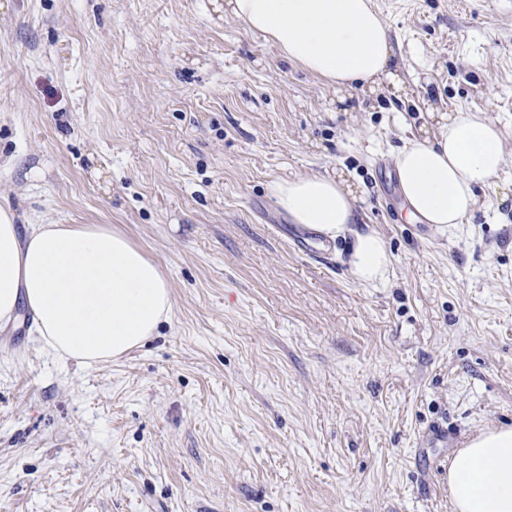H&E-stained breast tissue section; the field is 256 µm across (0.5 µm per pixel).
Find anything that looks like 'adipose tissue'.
<instances>
[{"instance_id":"1","label":"adipose tissue","mask_w":512,"mask_h":512,"mask_svg":"<svg viewBox=\"0 0 512 512\" xmlns=\"http://www.w3.org/2000/svg\"><path fill=\"white\" fill-rule=\"evenodd\" d=\"M229 13L288 60L329 83L372 85L390 77L388 29L372 0H226ZM505 164L502 132L482 112L444 115L436 134L413 136L395 157L409 219L462 223ZM297 224L336 239L352 233L349 269L362 284L392 264L376 232H351L352 197L326 175L269 185ZM172 307L160 265L125 233L103 224L18 225L0 207V325L31 316L30 335L62 361L90 366L121 357L153 336ZM454 512H512V428L482 430L453 456Z\"/></svg>"}]
</instances>
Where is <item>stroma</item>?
I'll return each mask as SVG.
<instances>
[{"label": "stroma", "mask_w": 512, "mask_h": 512, "mask_svg": "<svg viewBox=\"0 0 512 512\" xmlns=\"http://www.w3.org/2000/svg\"><path fill=\"white\" fill-rule=\"evenodd\" d=\"M225 0H0V206L160 264L155 336L93 366L0 329V512H453L448 460L512 426V0H374L394 78L327 85ZM483 112L506 164L462 223L376 167ZM340 178L393 256L297 244L268 185Z\"/></svg>", "instance_id": "35a3bbf8"}]
</instances>
